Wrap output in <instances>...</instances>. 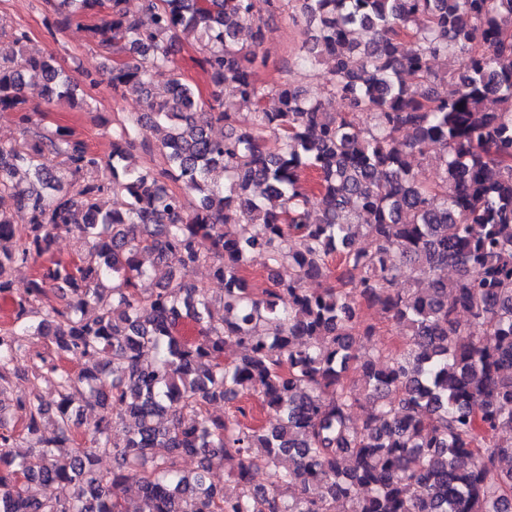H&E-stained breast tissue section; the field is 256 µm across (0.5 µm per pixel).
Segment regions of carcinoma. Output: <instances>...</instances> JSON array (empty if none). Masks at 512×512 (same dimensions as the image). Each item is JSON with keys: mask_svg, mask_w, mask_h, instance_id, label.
I'll return each mask as SVG.
<instances>
[{"mask_svg": "<svg viewBox=\"0 0 512 512\" xmlns=\"http://www.w3.org/2000/svg\"><path fill=\"white\" fill-rule=\"evenodd\" d=\"M59 1L70 20L93 16L108 86L143 111L112 128L106 155L41 127L27 81L47 108L94 98L10 34L0 111L22 136L0 140V293L16 267L33 273L0 330V512H512V441L499 438L512 432V0H302L297 63L325 66L338 113L259 78L254 0H140L135 13L42 0L45 12ZM179 31L208 100L179 70ZM450 55L442 94L432 62ZM432 144L440 166L423 182L413 160ZM137 146L160 165L129 167ZM105 196L120 203L105 209ZM71 233L89 243L75 265L52 249ZM359 236L367 247L353 248ZM255 250L288 278L252 287ZM155 264L167 279L138 287ZM198 264L223 282L219 298L176 278ZM406 269L415 286L402 291ZM364 304L407 329L404 350L357 351L377 332ZM186 320L200 339L179 336ZM231 346L241 356L228 361ZM22 373L53 379L54 409L14 393ZM250 390L275 424L235 404ZM84 411L96 420L82 430ZM24 436L33 451L14 453ZM226 466L234 496L208 479Z\"/></svg>", "mask_w": 512, "mask_h": 512, "instance_id": "obj_1", "label": "carcinoma"}]
</instances>
